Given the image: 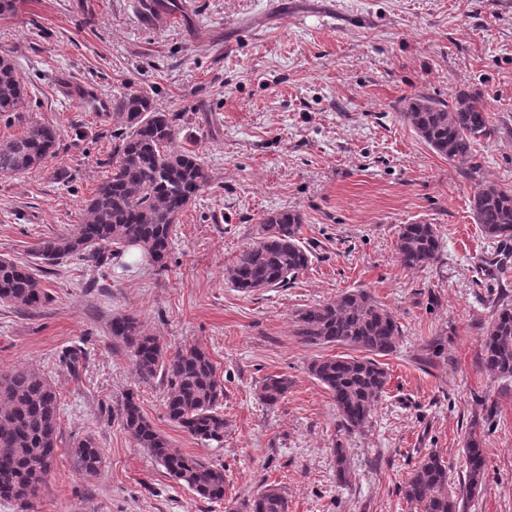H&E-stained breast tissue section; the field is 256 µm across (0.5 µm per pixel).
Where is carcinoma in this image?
Segmentation results:
<instances>
[{
    "label": "carcinoma",
    "instance_id": "1",
    "mask_svg": "<svg viewBox=\"0 0 512 512\" xmlns=\"http://www.w3.org/2000/svg\"><path fill=\"white\" fill-rule=\"evenodd\" d=\"M28 92L12 59L0 55V115L18 112ZM125 126L122 144L112 160L111 175L85 200L82 223L62 235L40 239L33 255L45 265L75 257L107 269L123 248H138L153 266L167 267L173 226L208 187L209 174L194 151L176 146L178 118L157 107L146 90H133L113 102ZM402 121L431 150L460 166H472L475 142L491 141L500 129L492 123L481 96L461 92L450 105L425 95L405 100ZM61 129L49 122L30 126L25 134L0 142V174L27 173L55 153ZM470 209L484 235L504 249L512 245V188L478 185ZM302 217L295 211L267 213L256 240L243 247L226 269V280L244 293L284 288L311 263L299 241ZM435 225L404 224L396 239L400 264L419 270L440 252ZM49 294L36 268L0 257V302L36 310ZM296 336L315 345H348L370 356L336 355L314 361L310 373L330 392L347 432L370 422L385 393L388 375L378 356L396 351L401 327L395 316L363 291H347L331 302L298 312ZM112 338L130 349L135 371L144 382H167L164 400L168 419L195 440L224 442L226 421L221 411L224 384L209 353L196 345L170 351L132 315H118L109 325ZM483 366L503 379L512 377V304L494 306L482 341ZM291 387L288 376L266 377L259 399L268 406L282 401ZM60 397L41 375L15 369L0 376V499L32 512L59 450ZM124 431L174 480L211 501L224 499V467H217L172 447L144 415L132 395L120 408ZM77 467L97 476L105 462L102 448L87 435L69 449ZM465 474L459 490L448 489V467L432 451L408 474L404 495L420 512H464L465 500L486 483L482 443L466 440ZM240 512H288L280 487L269 484L238 507Z\"/></svg>",
    "mask_w": 512,
    "mask_h": 512
}]
</instances>
